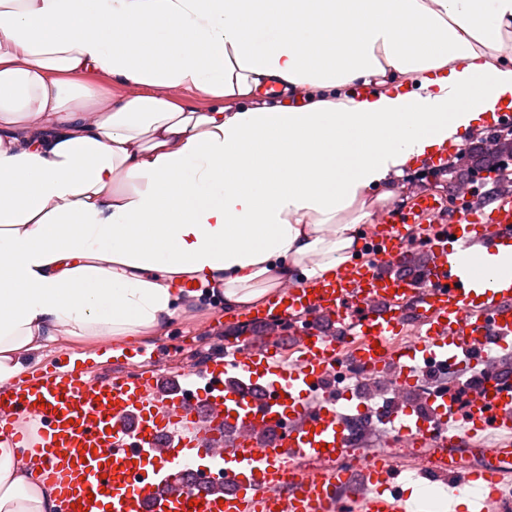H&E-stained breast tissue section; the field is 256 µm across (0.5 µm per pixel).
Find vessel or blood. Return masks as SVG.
I'll use <instances>...</instances> for the list:
<instances>
[{"label": "vessel or blood", "instance_id": "1", "mask_svg": "<svg viewBox=\"0 0 512 512\" xmlns=\"http://www.w3.org/2000/svg\"><path fill=\"white\" fill-rule=\"evenodd\" d=\"M460 210L417 196L413 206L379 216L365 249L372 260L335 279L284 286L251 325L298 319L291 364L267 340L225 344L223 359L177 375L99 380L81 369L47 371L0 386V437L39 459L62 512H338L363 501L366 512H397L402 471L390 451L367 453L351 418L380 415L412 445L456 448L468 437L512 432V370L485 366L489 350L512 340V193L475 205L462 190ZM422 241L425 266L413 270L411 242ZM416 336L391 340L407 323ZM477 372L465 393L434 391L412 406L347 409L354 373L386 380L394 392L428 370ZM36 424L17 428V416ZM496 462L441 477L468 494L478 512L498 505L512 475V446ZM356 459L364 483L384 498L361 497L352 474L307 471L312 460Z\"/></svg>", "mask_w": 512, "mask_h": 512}]
</instances>
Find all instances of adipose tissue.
I'll use <instances>...</instances> for the list:
<instances>
[{"instance_id":"1","label":"adipose tissue","mask_w":512,"mask_h":512,"mask_svg":"<svg viewBox=\"0 0 512 512\" xmlns=\"http://www.w3.org/2000/svg\"><path fill=\"white\" fill-rule=\"evenodd\" d=\"M253 2L0 0V384L336 277L406 170L512 104V0ZM38 465L0 440V512H55Z\"/></svg>"}]
</instances>
